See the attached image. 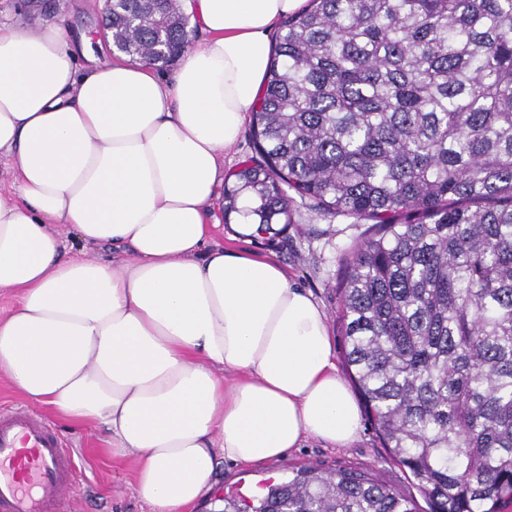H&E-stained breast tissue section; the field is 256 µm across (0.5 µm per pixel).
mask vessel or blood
Instances as JSON below:
<instances>
[{
  "instance_id": "vessel-or-blood-1",
  "label": "vessel or blood",
  "mask_w": 512,
  "mask_h": 512,
  "mask_svg": "<svg viewBox=\"0 0 512 512\" xmlns=\"http://www.w3.org/2000/svg\"><path fill=\"white\" fill-rule=\"evenodd\" d=\"M77 470L49 419L0 411V512H68Z\"/></svg>"
}]
</instances>
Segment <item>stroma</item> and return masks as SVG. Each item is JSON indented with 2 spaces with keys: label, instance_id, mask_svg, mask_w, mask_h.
Returning a JSON list of instances; mask_svg holds the SVG:
<instances>
[{
  "label": "stroma",
  "instance_id": "obj_1",
  "mask_svg": "<svg viewBox=\"0 0 512 512\" xmlns=\"http://www.w3.org/2000/svg\"><path fill=\"white\" fill-rule=\"evenodd\" d=\"M103 6V0H0V21L34 28L47 20L63 19L71 27L91 34L100 26ZM291 208V224L275 241L269 242L237 235L224 223L222 205L214 204L211 214L220 225L213 240L259 255H275L289 278L315 296L328 315L334 337H341L339 283L344 272L343 260L356 243L371 234L372 223L349 216L321 214L309 200L298 197ZM51 422L64 446L71 448L78 459L77 512H150L149 506L130 488L135 460L112 456L102 428L74 426L56 416ZM304 465L365 473L414 500L419 512H429L408 470L391 458L366 418L361 421L357 439L348 447L333 448L311 439L283 460L260 466H225L217 488L224 495L245 493L266 479L283 477L289 468Z\"/></svg>",
  "mask_w": 512,
  "mask_h": 512
}]
</instances>
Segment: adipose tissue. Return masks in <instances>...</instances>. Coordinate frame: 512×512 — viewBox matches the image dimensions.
Returning <instances> with one entry per match:
<instances>
[{
    "mask_svg": "<svg viewBox=\"0 0 512 512\" xmlns=\"http://www.w3.org/2000/svg\"><path fill=\"white\" fill-rule=\"evenodd\" d=\"M301 0H179L209 35L171 76L61 23H0V370L137 462L151 512H188L225 463L311 438L347 447L360 412L313 295L270 257L212 243L224 151ZM120 261L66 259L54 232Z\"/></svg>",
    "mask_w": 512,
    "mask_h": 512,
    "instance_id": "ef3b65f1",
    "label": "adipose tissue"
}]
</instances>
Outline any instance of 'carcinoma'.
<instances>
[{
	"mask_svg": "<svg viewBox=\"0 0 512 512\" xmlns=\"http://www.w3.org/2000/svg\"><path fill=\"white\" fill-rule=\"evenodd\" d=\"M112 37L164 67L192 46L176 0H112ZM224 183L273 240L283 185L374 222L345 261L344 360L431 512L512 505V0H309L275 37ZM224 512H417L354 471L292 470Z\"/></svg>",
	"mask_w": 512,
	"mask_h": 512,
	"instance_id": "carcinoma-1",
	"label": "carcinoma"
}]
</instances>
